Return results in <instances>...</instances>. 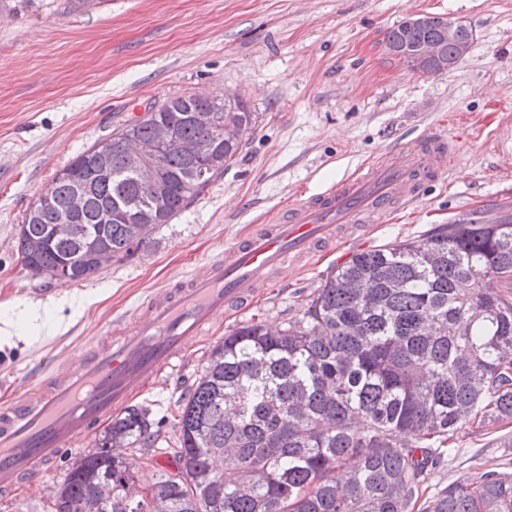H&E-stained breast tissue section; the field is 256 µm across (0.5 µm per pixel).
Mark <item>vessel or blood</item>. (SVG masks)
I'll use <instances>...</instances> for the list:
<instances>
[{
  "mask_svg": "<svg viewBox=\"0 0 512 512\" xmlns=\"http://www.w3.org/2000/svg\"><path fill=\"white\" fill-rule=\"evenodd\" d=\"M456 162L455 146L438 133L399 143L336 185L268 212L206 274L151 295L133 318L114 323L111 339L83 353L78 370L32 372L23 391L0 403V496L37 485L76 440L175 369L218 313L246 306L290 259L314 255L342 228L382 222L423 185L447 179Z\"/></svg>",
  "mask_w": 512,
  "mask_h": 512,
  "instance_id": "b4317fda",
  "label": "vessel or blood"
}]
</instances>
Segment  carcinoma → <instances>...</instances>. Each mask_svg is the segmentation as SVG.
<instances>
[{
	"label": "carcinoma",
	"instance_id": "obj_1",
	"mask_svg": "<svg viewBox=\"0 0 512 512\" xmlns=\"http://www.w3.org/2000/svg\"><path fill=\"white\" fill-rule=\"evenodd\" d=\"M445 18L402 23L386 43L408 49L455 45ZM216 121L252 131L242 100L194 95L165 101L109 134L108 155L87 148L58 171L29 207L18 254L33 275L78 282L99 270L97 254L132 258L147 231L167 224L231 167L243 140L226 142ZM161 126L199 147L161 149L157 197L124 141H155ZM94 169L102 175L87 179ZM206 179L199 180L200 171ZM80 211L68 209L76 191ZM81 226L56 238L53 226ZM150 408L130 406L67 469L54 512H412L427 467L466 429L512 420V222L446 224L420 240L353 254L321 282L285 326L249 321L214 345L203 372L176 402L174 463L150 495L133 499L136 473L122 448H151ZM423 512H512V478L465 476Z\"/></svg>",
	"mask_w": 512,
	"mask_h": 512
}]
</instances>
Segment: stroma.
<instances>
[{"label":"stroma","instance_id":"35a3bbf8","mask_svg":"<svg viewBox=\"0 0 512 512\" xmlns=\"http://www.w3.org/2000/svg\"><path fill=\"white\" fill-rule=\"evenodd\" d=\"M419 13L472 27L453 69L417 74L387 50V30ZM183 95L246 101L256 125L236 163L134 258L63 285L25 269L16 234L55 174L117 124ZM432 129L459 151L445 182L425 185L368 239L352 234L290 262L248 310L214 319L216 341L249 320L276 327L294 317L355 252L512 214V0H0V322L25 328L0 340V378L19 389L30 369L77 357L151 294L222 256L265 212ZM33 305L40 323L30 328ZM209 350L189 348L169 383L134 397L161 438L174 440L171 413ZM91 446L78 440L37 487L0 498V512H51L54 487ZM488 470L512 476V424L462 435L428 468L425 494Z\"/></svg>","mask_w":512,"mask_h":512}]
</instances>
